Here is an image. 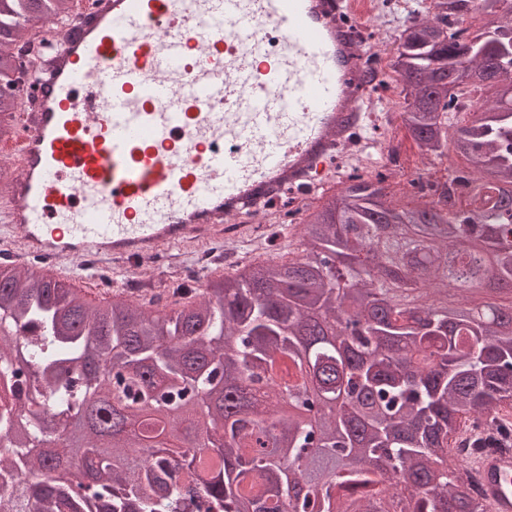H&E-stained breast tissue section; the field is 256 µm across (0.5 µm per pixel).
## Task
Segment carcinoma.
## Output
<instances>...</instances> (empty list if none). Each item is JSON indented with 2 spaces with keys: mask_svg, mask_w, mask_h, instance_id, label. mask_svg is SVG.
<instances>
[{
  "mask_svg": "<svg viewBox=\"0 0 512 512\" xmlns=\"http://www.w3.org/2000/svg\"><path fill=\"white\" fill-rule=\"evenodd\" d=\"M11 4L0 60L23 70L34 24L67 19L71 0H48L42 15ZM503 4L431 0L392 53L401 123L421 158L451 146L465 161L457 197L399 202L384 175L352 173L306 212L296 258L110 309L85 308L62 280L0 267V376L11 390L0 399V512H487L448 480V448L460 414L512 423V321L443 304L438 285L452 254L469 292L512 279ZM475 13L498 27H452ZM485 84L493 99L452 125L457 92ZM372 252L404 267L397 288L420 289L414 308L370 290L362 254ZM14 328L30 336L15 341ZM139 410L158 413L156 436L137 434ZM76 417L81 476L70 448L50 446ZM398 471L409 486L391 482Z\"/></svg>",
  "mask_w": 512,
  "mask_h": 512,
  "instance_id": "cac0c4a2",
  "label": "carcinoma"
}]
</instances>
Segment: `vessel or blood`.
<instances>
[{"label":"vessel or blood","mask_w":512,"mask_h":512,"mask_svg":"<svg viewBox=\"0 0 512 512\" xmlns=\"http://www.w3.org/2000/svg\"><path fill=\"white\" fill-rule=\"evenodd\" d=\"M358 0H88L21 97L0 223L26 258L161 262L286 188L361 121ZM512 512V451L474 452Z\"/></svg>","instance_id":"1"}]
</instances>
